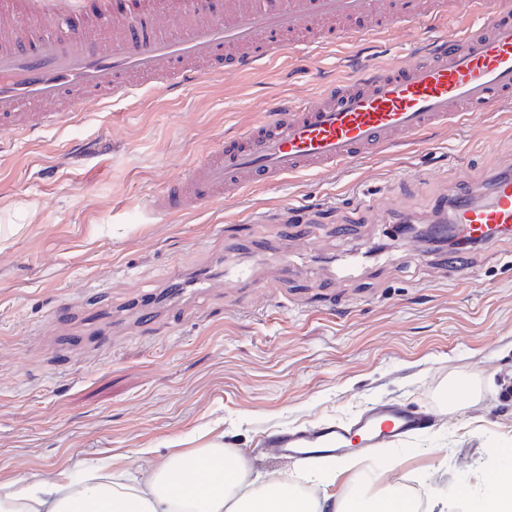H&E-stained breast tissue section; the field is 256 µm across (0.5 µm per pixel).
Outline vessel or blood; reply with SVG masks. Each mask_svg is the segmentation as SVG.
I'll use <instances>...</instances> for the list:
<instances>
[{
  "mask_svg": "<svg viewBox=\"0 0 512 512\" xmlns=\"http://www.w3.org/2000/svg\"><path fill=\"white\" fill-rule=\"evenodd\" d=\"M134 0L113 20L112 0L71 28L83 0H0V131L31 136L65 125L82 104L172 94L224 68L248 72L290 54L351 47L400 28L425 25L411 62L364 61L356 75L327 84L313 105L272 102L244 132L219 142L150 197L160 216L202 211L253 188L317 174L416 140L512 99V0ZM172 16L171 28L155 24ZM363 20L354 28V20ZM466 236L491 246L512 237V176L459 194L450 216ZM427 414L400 404L366 409L350 425L273 438L274 453L304 463L382 448L411 438Z\"/></svg>",
  "mask_w": 512,
  "mask_h": 512,
  "instance_id": "1",
  "label": "vessel or blood"
}]
</instances>
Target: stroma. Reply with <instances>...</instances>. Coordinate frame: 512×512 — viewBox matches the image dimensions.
Wrapping results in <instances>:
<instances>
[{"label":"stroma","mask_w":512,"mask_h":512,"mask_svg":"<svg viewBox=\"0 0 512 512\" xmlns=\"http://www.w3.org/2000/svg\"><path fill=\"white\" fill-rule=\"evenodd\" d=\"M423 30L320 56L146 91L24 139L0 136V485L79 473L102 457L223 440L256 469L303 484L261 444L352 420L371 405L436 410L405 442L367 452L318 490L342 494L379 465L425 512L478 496L512 456V241L470 251L398 241L444 224V198L512 173V103L319 175H298L165 220L150 196L283 97L315 100L353 58H409ZM212 279L192 313L174 270ZM70 319L51 323L59 306ZM153 318L141 320L144 308ZM468 382L475 400L448 392Z\"/></svg>","instance_id":"obj_1"}]
</instances>
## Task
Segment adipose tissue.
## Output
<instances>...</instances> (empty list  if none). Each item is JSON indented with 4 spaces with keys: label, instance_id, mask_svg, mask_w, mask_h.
Instances as JSON below:
<instances>
[{
    "label": "adipose tissue",
    "instance_id": "1",
    "mask_svg": "<svg viewBox=\"0 0 512 512\" xmlns=\"http://www.w3.org/2000/svg\"><path fill=\"white\" fill-rule=\"evenodd\" d=\"M219 465L221 476L199 484L196 469ZM412 497L366 494L357 484L345 495L305 494L284 480H263L252 463L222 444L176 453L138 473L111 464L90 470L83 484L68 472L53 480L21 478L0 487V512H417ZM473 512H512V468H500L474 503Z\"/></svg>",
    "mask_w": 512,
    "mask_h": 512
}]
</instances>
